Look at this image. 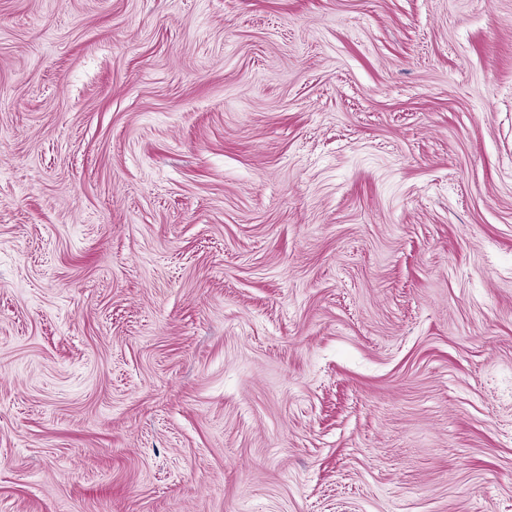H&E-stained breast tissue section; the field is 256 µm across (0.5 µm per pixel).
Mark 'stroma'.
<instances>
[{"instance_id":"35a3bbf8","label":"stroma","mask_w":512,"mask_h":512,"mask_svg":"<svg viewBox=\"0 0 512 512\" xmlns=\"http://www.w3.org/2000/svg\"><path fill=\"white\" fill-rule=\"evenodd\" d=\"M0 512H512V0H0Z\"/></svg>"}]
</instances>
